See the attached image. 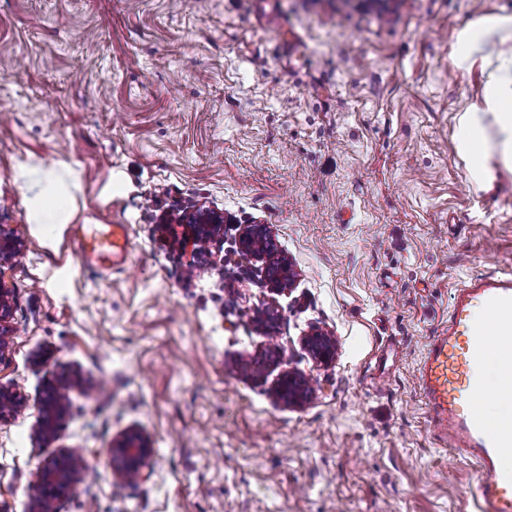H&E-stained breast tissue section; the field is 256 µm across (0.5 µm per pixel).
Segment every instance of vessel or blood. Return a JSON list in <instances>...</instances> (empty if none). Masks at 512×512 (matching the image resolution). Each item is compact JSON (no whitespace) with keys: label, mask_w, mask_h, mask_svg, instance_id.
<instances>
[{"label":"vessel or blood","mask_w":512,"mask_h":512,"mask_svg":"<svg viewBox=\"0 0 512 512\" xmlns=\"http://www.w3.org/2000/svg\"><path fill=\"white\" fill-rule=\"evenodd\" d=\"M125 225L105 224L84 234L79 258L100 266L123 264ZM493 388H485L488 370ZM420 385L432 420L451 447L480 466L474 496L479 512H512V467L501 459L512 450V423L492 426L481 411L484 397L512 412V271L494 270L469 278L453 295L448 326L427 343Z\"/></svg>","instance_id":"b4317fda"}]
</instances>
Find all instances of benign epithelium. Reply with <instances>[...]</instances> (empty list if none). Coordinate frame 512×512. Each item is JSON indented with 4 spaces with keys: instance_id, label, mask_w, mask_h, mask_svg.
<instances>
[{
    "instance_id": "7a95c632",
    "label": "benign epithelium",
    "mask_w": 512,
    "mask_h": 512,
    "mask_svg": "<svg viewBox=\"0 0 512 512\" xmlns=\"http://www.w3.org/2000/svg\"><path fill=\"white\" fill-rule=\"evenodd\" d=\"M179 223L186 226V239L202 249L224 237V215L216 211L191 207L183 212ZM239 246L242 252L262 259L271 256L273 240L266 226L251 224L241 229ZM24 248L25 242L20 237L0 225V357L4 355L12 335L13 316L12 291L5 287L3 273L23 254ZM307 344L317 359L329 360L331 347L326 339L315 335L308 339ZM72 383L73 379L68 374L59 375L47 383V395L41 402L35 429L38 439L46 441L55 437L58 419L68 412L66 388ZM277 391L298 400L304 397L305 383L296 375L286 373ZM26 407L27 400L23 395L0 384V422L15 418ZM152 453L151 441L142 432L130 430L122 434L110 448L113 473L121 482L147 479ZM82 464L83 458L75 451H65L46 462L39 471L32 494V512H55V501L75 490L80 482Z\"/></svg>"
}]
</instances>
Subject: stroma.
I'll list each match as a JSON object with an SVG mask.
<instances>
[{
	"label": "stroma",
	"instance_id": "stroma-1",
	"mask_svg": "<svg viewBox=\"0 0 512 512\" xmlns=\"http://www.w3.org/2000/svg\"><path fill=\"white\" fill-rule=\"evenodd\" d=\"M512 0H0V225L16 333L0 384V512H30L46 461L85 467L56 512H474L417 369L455 288L512 269V173L457 153L479 70L458 31ZM66 162L69 219L31 224L21 166ZM196 203L224 238L193 253L167 221ZM79 224H124L122 270L77 258ZM267 225L294 274L274 290L237 244ZM195 263L194 276L185 273ZM326 335L331 361L304 340ZM44 352L33 364L34 352ZM302 375L298 405L274 389ZM77 376L49 441L44 385ZM136 429L151 474L117 485ZM27 407L26 398L9 386L0 384V422L15 418ZM152 453L151 441L142 432L130 430L122 434L110 448L113 473L120 482L147 479Z\"/></svg>",
	"mask_w": 512,
	"mask_h": 512
}]
</instances>
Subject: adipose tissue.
<instances>
[{"label": "adipose tissue", "mask_w": 512, "mask_h": 512, "mask_svg": "<svg viewBox=\"0 0 512 512\" xmlns=\"http://www.w3.org/2000/svg\"><path fill=\"white\" fill-rule=\"evenodd\" d=\"M493 33L501 42L512 41V14L485 17L461 29L456 37L454 63L473 66L474 49ZM481 73V101L460 116L455 142L458 153L467 160L471 180L488 187L499 171L512 172V51H499L497 64L482 65ZM25 177L27 184L39 189L29 202L28 223H64L67 198L56 191L42 192L44 170L30 167Z\"/></svg>", "instance_id": "obj_1"}]
</instances>
